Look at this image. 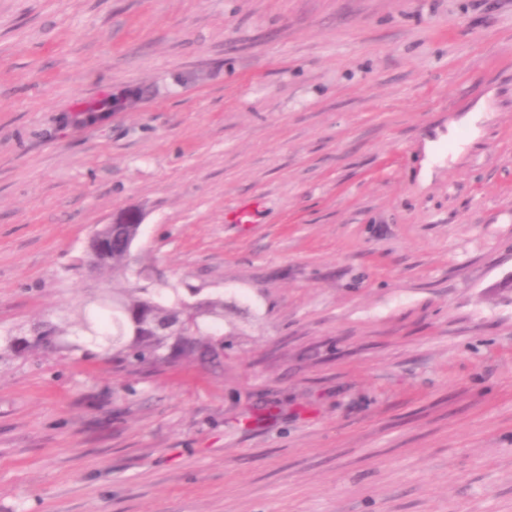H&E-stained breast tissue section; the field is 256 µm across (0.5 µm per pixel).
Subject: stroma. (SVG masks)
<instances>
[{
	"label": "stroma",
	"instance_id": "1",
	"mask_svg": "<svg viewBox=\"0 0 512 512\" xmlns=\"http://www.w3.org/2000/svg\"><path fill=\"white\" fill-rule=\"evenodd\" d=\"M130 212L224 334L0 352V512H512V0H0V337Z\"/></svg>",
	"mask_w": 512,
	"mask_h": 512
}]
</instances>
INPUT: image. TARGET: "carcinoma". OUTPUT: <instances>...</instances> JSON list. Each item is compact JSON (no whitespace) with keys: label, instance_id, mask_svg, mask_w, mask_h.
I'll return each instance as SVG.
<instances>
[{"label":"carcinoma","instance_id":"1","mask_svg":"<svg viewBox=\"0 0 512 512\" xmlns=\"http://www.w3.org/2000/svg\"><path fill=\"white\" fill-rule=\"evenodd\" d=\"M141 232L139 224H118L112 227L109 237L112 248L100 255L101 269H122L130 272L128 287L112 292V296L100 299L102 310L99 329L89 320L83 321L84 331L90 333L92 342L103 350L109 359L128 365L174 364L184 356L193 355L208 346L204 336L216 335L218 326L206 332L197 327L196 337L187 346L183 341H171L158 335V326L179 316L180 302H169L167 295L176 286L165 283L158 286L148 281L143 273L130 269V258L123 248L125 240ZM67 332L50 324L33 329L31 337L5 338L6 347L13 350L37 349L58 345L68 350H79L81 345L66 339Z\"/></svg>","mask_w":512,"mask_h":512}]
</instances>
